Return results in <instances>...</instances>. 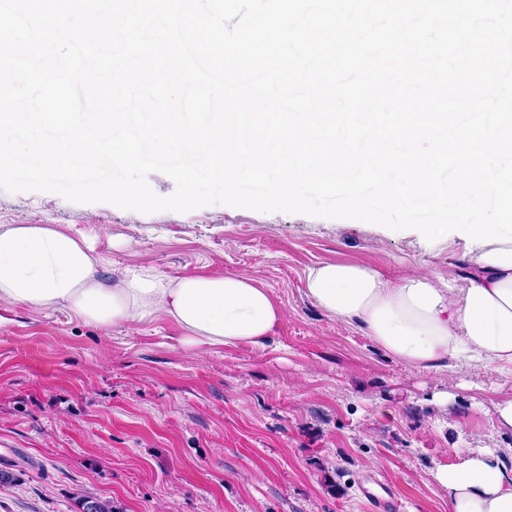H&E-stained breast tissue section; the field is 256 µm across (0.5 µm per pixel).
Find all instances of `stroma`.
Instances as JSON below:
<instances>
[{
	"mask_svg": "<svg viewBox=\"0 0 512 512\" xmlns=\"http://www.w3.org/2000/svg\"><path fill=\"white\" fill-rule=\"evenodd\" d=\"M1 224L90 236L103 277L147 264L170 276L247 273L284 317L263 348L181 345L160 317L104 330L67 312L0 301V512H374L355 480L391 488L390 512H448L438 467L512 448L491 426L512 367L420 372L327 317L305 275L348 262L400 278L463 279L471 242L427 241L356 220L223 204L141 213L49 192L0 190Z\"/></svg>",
	"mask_w": 512,
	"mask_h": 512,
	"instance_id": "35a3bbf8",
	"label": "stroma"
}]
</instances>
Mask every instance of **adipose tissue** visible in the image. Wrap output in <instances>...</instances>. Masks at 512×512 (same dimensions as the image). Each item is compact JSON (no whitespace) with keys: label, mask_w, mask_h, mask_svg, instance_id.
Returning a JSON list of instances; mask_svg holds the SVG:
<instances>
[{"label":"adipose tissue","mask_w":512,"mask_h":512,"mask_svg":"<svg viewBox=\"0 0 512 512\" xmlns=\"http://www.w3.org/2000/svg\"><path fill=\"white\" fill-rule=\"evenodd\" d=\"M463 282L417 271L391 281L376 268L322 263L306 274L307 295L328 317L356 324L418 371L470 361L512 366V242L478 245ZM89 241L52 224L0 225V300L65 310L102 328L159 316L182 343L262 348L283 318L281 304L245 273L173 278L149 265L101 275ZM448 512H512V466L478 450L438 468Z\"/></svg>","instance_id":"ef3b65f1"}]
</instances>
